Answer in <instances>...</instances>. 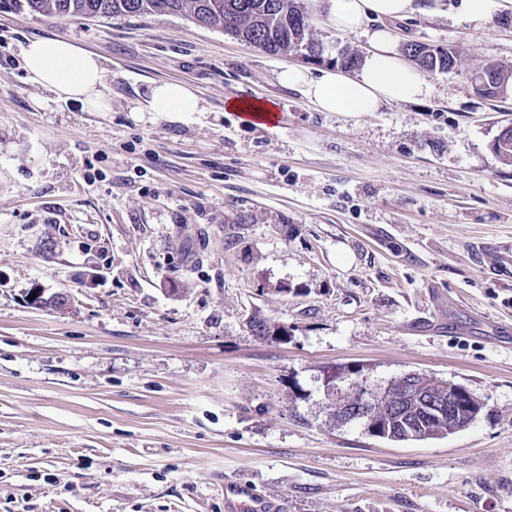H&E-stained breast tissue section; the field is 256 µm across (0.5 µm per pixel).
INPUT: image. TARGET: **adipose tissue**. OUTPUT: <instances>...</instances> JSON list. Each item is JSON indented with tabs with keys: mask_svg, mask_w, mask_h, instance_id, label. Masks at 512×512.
<instances>
[{
	"mask_svg": "<svg viewBox=\"0 0 512 512\" xmlns=\"http://www.w3.org/2000/svg\"><path fill=\"white\" fill-rule=\"evenodd\" d=\"M413 9L414 0H327L328 14L340 30L361 29L374 17L400 19ZM369 43L368 53L355 70L330 68L312 76L290 67L281 72L280 80L302 86L309 102L323 112H375L381 104L411 101L426 94L424 80L402 62L387 31L371 32ZM22 54L30 80L56 99L79 103L89 112L108 111L103 92L105 69L97 55L57 38L29 41ZM147 109L200 112L204 105L189 84L159 81L150 88Z\"/></svg>",
	"mask_w": 512,
	"mask_h": 512,
	"instance_id": "1",
	"label": "adipose tissue"
}]
</instances>
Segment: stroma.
<instances>
[{
    "instance_id": "35a3bbf8",
    "label": "stroma",
    "mask_w": 512,
    "mask_h": 512,
    "mask_svg": "<svg viewBox=\"0 0 512 512\" xmlns=\"http://www.w3.org/2000/svg\"><path fill=\"white\" fill-rule=\"evenodd\" d=\"M301 4L331 52L385 29L456 66L417 100L321 112L279 82L293 56L182 16L0 10V512H225L239 484L280 512H512V280L492 270L512 165L491 150L512 93L473 89L483 65L512 71V11L415 0L341 32ZM37 37L100 57L110 111L29 81ZM163 80L205 111H146ZM235 99L280 123L241 122ZM344 366L451 381L484 409L385 442L329 422L322 375ZM227 109L236 112H250L251 115L261 117L262 119L245 116L249 120H252L256 123H258L259 121H269L270 124H275L274 121L269 119V115L274 114L276 111L274 110V107L268 103H245L238 100H231L227 103Z\"/></svg>"
}]
</instances>
